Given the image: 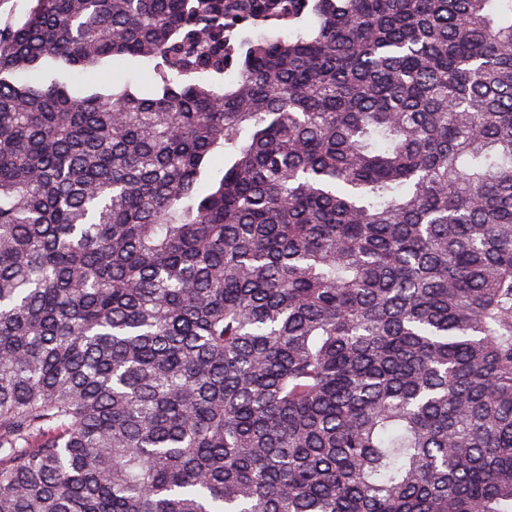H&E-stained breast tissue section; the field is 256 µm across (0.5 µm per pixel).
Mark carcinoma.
<instances>
[{
    "mask_svg": "<svg viewBox=\"0 0 512 512\" xmlns=\"http://www.w3.org/2000/svg\"><path fill=\"white\" fill-rule=\"evenodd\" d=\"M0 512H512V0L0 29ZM112 79L121 83L146 87L152 82L153 75L148 63L140 62L139 64H133L117 61L103 76H98L96 73L91 72H78L74 76L73 82L75 88L79 89L100 80L112 82Z\"/></svg>",
    "mask_w": 512,
    "mask_h": 512,
    "instance_id": "cac0c4a2",
    "label": "carcinoma"
}]
</instances>
